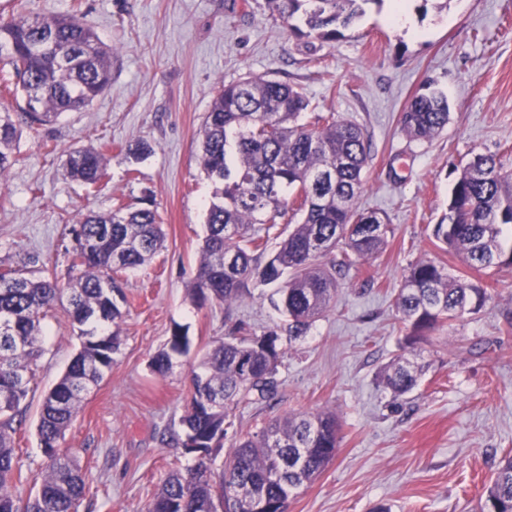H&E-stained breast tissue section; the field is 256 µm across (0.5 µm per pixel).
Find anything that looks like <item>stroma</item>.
<instances>
[{
	"label": "stroma",
	"instance_id": "obj_1",
	"mask_svg": "<svg viewBox=\"0 0 512 512\" xmlns=\"http://www.w3.org/2000/svg\"><path fill=\"white\" fill-rule=\"evenodd\" d=\"M88 24L114 50L112 83L86 109L48 126L46 153L21 133L19 164L0 184V261L47 265L66 282L67 222L79 214L137 205L151 192L166 233L146 268L125 275L129 313L111 371L86 396L60 446L87 476L79 512H146L162 479L194 462L179 442L191 370L236 323L255 332L280 324L276 286L232 305L195 306L188 282L199 260L212 185L199 161L197 131L220 83L246 76L300 87L314 122L323 112L369 135L372 159L357 207L385 215L387 245L352 271L336 304L287 349L271 401L235 411L238 435L289 414L335 412V460L292 495L288 512H475L500 460L512 454V268L467 272L431 236L451 188L474 154L512 169V0H410L414 27L369 6L336 40H310L271 17L263 0H82ZM442 91L447 128L425 143L400 130L406 102L425 85ZM153 153L134 160L128 146ZM107 144L105 178L92 187L64 175L66 151ZM444 262L469 274L490 298L453 327L402 348L405 323L392 297L410 263ZM192 340L167 375L149 362L173 325ZM44 353L22 406L15 454L38 474L47 459L37 434L44 394L80 341L63 312L45 321ZM405 356L422 365L417 387L395 399L378 373Z\"/></svg>",
	"mask_w": 512,
	"mask_h": 512
}]
</instances>
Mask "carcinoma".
I'll return each mask as SVG.
<instances>
[{
	"mask_svg": "<svg viewBox=\"0 0 512 512\" xmlns=\"http://www.w3.org/2000/svg\"><path fill=\"white\" fill-rule=\"evenodd\" d=\"M382 0H264L288 23L302 18L303 35L323 42L354 24L365 6ZM0 17V179L17 163L15 141L24 127L36 139L66 112L88 106L112 81V48L87 24L80 6L66 13L28 16L25 4ZM23 103L10 110L7 100ZM309 106L301 88L263 77L224 83L197 134L199 157L213 193L206 234L189 281L192 301L231 304L243 293L278 281L285 326L258 335L236 324L203 355L192 372L180 426L203 454L164 478L147 512H210L226 489L244 490L238 512H288L291 495L312 483L336 458V414L289 415L231 444L216 464L233 428L238 405L274 398L284 354L281 332L296 343L334 304L349 273L378 256L387 224L363 212L356 198L370 158V143L354 122L334 112L301 122ZM448 99L426 86L401 113L400 130L428 141L447 126ZM66 176L93 186L105 176L104 149L74 146ZM284 224L267 253L271 231ZM74 246L67 287L46 270L0 266V512H77L85 482L59 449L90 387L99 384L120 352L127 315L122 274L145 267L164 245L163 219L154 202L89 212L70 225ZM433 236L478 271L512 266V175L492 155L476 154L462 167ZM487 289L441 264L419 261L403 275L393 302L407 324L404 344L426 331L449 327L478 312ZM62 308L79 330L80 348L59 381L43 396L37 431L49 463L26 498L29 482L15 457L14 434L42 353L43 321ZM187 330L173 326L152 370L167 374L188 354ZM422 369L400 359L379 375V385L399 398L411 392ZM480 512H512V457L500 463L483 493Z\"/></svg>",
	"mask_w": 512,
	"mask_h": 512,
	"instance_id": "carcinoma-1",
	"label": "carcinoma"
}]
</instances>
